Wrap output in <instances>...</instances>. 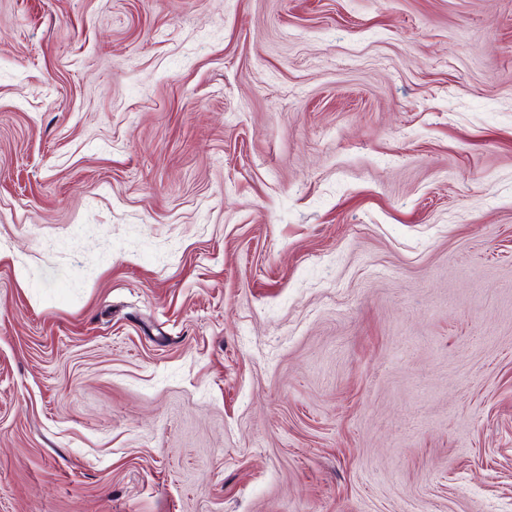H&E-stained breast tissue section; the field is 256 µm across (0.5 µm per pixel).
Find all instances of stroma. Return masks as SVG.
I'll return each mask as SVG.
<instances>
[{"label": "stroma", "instance_id": "obj_1", "mask_svg": "<svg viewBox=\"0 0 512 512\" xmlns=\"http://www.w3.org/2000/svg\"><path fill=\"white\" fill-rule=\"evenodd\" d=\"M0 512H512V0H0Z\"/></svg>", "mask_w": 512, "mask_h": 512}]
</instances>
